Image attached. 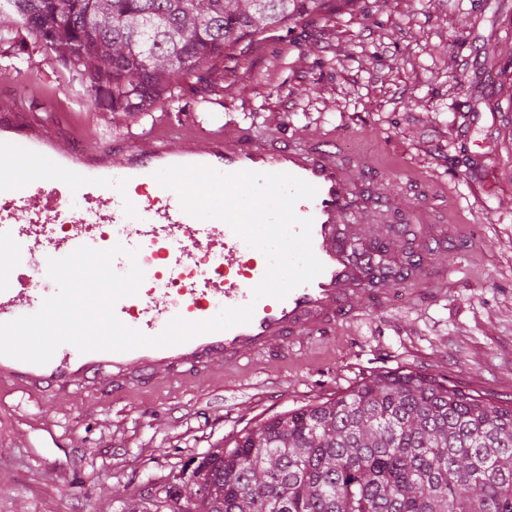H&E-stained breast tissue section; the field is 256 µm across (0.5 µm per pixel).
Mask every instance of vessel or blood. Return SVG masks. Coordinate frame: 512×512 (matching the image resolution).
<instances>
[{"instance_id": "obj_1", "label": "vessel or blood", "mask_w": 512, "mask_h": 512, "mask_svg": "<svg viewBox=\"0 0 512 512\" xmlns=\"http://www.w3.org/2000/svg\"><path fill=\"white\" fill-rule=\"evenodd\" d=\"M176 165H201L222 173L251 170L288 173L317 189L299 201L295 212L312 219V245L324 270L312 282L284 299L255 298L267 268L265 256L220 219L186 213L178 195L163 188L157 171ZM352 161L342 150L313 137L293 143L280 137L259 139L228 120L210 128L193 121L160 124L142 134L113 136L87 152L60 146L47 132L46 116L27 111L22 100L0 99V244L6 248V271L0 273V323L36 313L49 288H37L32 277L47 279L40 257L62 258L76 248L108 250L123 246L112 266L126 273L138 264L144 279L136 294L119 299L114 313L125 326L144 335H159L174 317L205 322L222 309L253 305L249 323L201 333L170 347L143 346L124 352L80 353L65 344L44 365L0 356V384L30 393L47 390L70 394L76 387L128 385L147 373L168 379L183 376L186 366L217 362L233 367L247 354L298 336L320 333L332 324L358 319L362 306H389L395 291L371 269L367 258L377 241L353 244L346 229L361 207L389 206L385 193L350 178ZM404 224H419L423 243L454 239L455 225L444 224L434 209L425 215L397 212ZM68 224L61 237L46 234L45 223ZM91 224H108L111 238L88 233ZM135 250L128 258L127 250ZM207 253L211 268L197 257ZM448 280V269L431 265L413 277L409 300H417Z\"/></svg>"}]
</instances>
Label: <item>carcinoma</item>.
Instances as JSON below:
<instances>
[{"mask_svg": "<svg viewBox=\"0 0 512 512\" xmlns=\"http://www.w3.org/2000/svg\"><path fill=\"white\" fill-rule=\"evenodd\" d=\"M354 0H3L114 112L180 103L266 30ZM379 250V275L401 266ZM170 512H512V404L387 374L244 431L165 487Z\"/></svg>", "mask_w": 512, "mask_h": 512, "instance_id": "obj_1", "label": "carcinoma"}]
</instances>
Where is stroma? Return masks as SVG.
<instances>
[{"mask_svg": "<svg viewBox=\"0 0 512 512\" xmlns=\"http://www.w3.org/2000/svg\"><path fill=\"white\" fill-rule=\"evenodd\" d=\"M512 12L485 0H368L255 42L216 64L202 103L126 114L26 33L0 41V97L46 113L53 132L95 144L103 129L223 121L258 137L319 132L361 150L354 181L377 178L394 208L428 204L460 239L428 254L450 285L428 300L363 309L354 324L246 355L231 370L146 379L107 394L29 397L0 388V512H159L160 488L266 419L404 371L512 403ZM492 190H485L487 178ZM360 232L405 257L389 214Z\"/></svg>", "mask_w": 512, "mask_h": 512, "instance_id": "stroma-1", "label": "stroma"}]
</instances>
